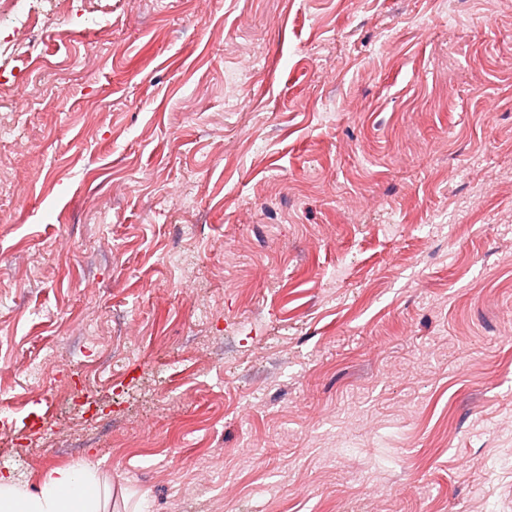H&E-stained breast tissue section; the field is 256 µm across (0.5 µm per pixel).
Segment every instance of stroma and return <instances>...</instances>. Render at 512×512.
Segmentation results:
<instances>
[{
    "label": "stroma",
    "instance_id": "stroma-1",
    "mask_svg": "<svg viewBox=\"0 0 512 512\" xmlns=\"http://www.w3.org/2000/svg\"><path fill=\"white\" fill-rule=\"evenodd\" d=\"M457 2L0 15V471L98 462L107 512H512V0Z\"/></svg>",
    "mask_w": 512,
    "mask_h": 512
}]
</instances>
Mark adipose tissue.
Returning a JSON list of instances; mask_svg holds the SVG:
<instances>
[{
  "instance_id": "1",
  "label": "adipose tissue",
  "mask_w": 512,
  "mask_h": 512,
  "mask_svg": "<svg viewBox=\"0 0 512 512\" xmlns=\"http://www.w3.org/2000/svg\"><path fill=\"white\" fill-rule=\"evenodd\" d=\"M107 500L106 481L87 461L49 469L34 483L0 474V512H105Z\"/></svg>"
}]
</instances>
